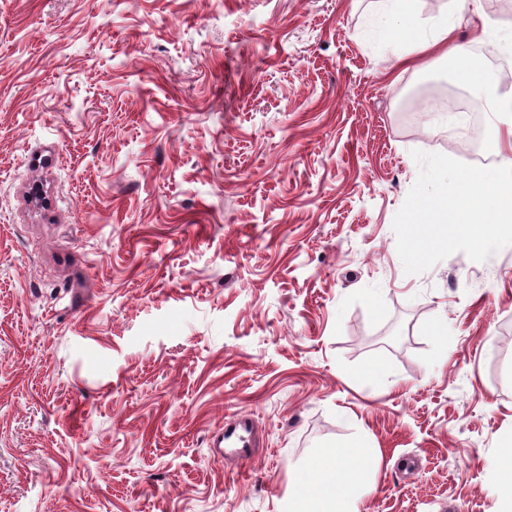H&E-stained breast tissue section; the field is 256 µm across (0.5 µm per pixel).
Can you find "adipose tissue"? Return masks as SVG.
I'll list each match as a JSON object with an SVG mask.
<instances>
[{
	"mask_svg": "<svg viewBox=\"0 0 512 512\" xmlns=\"http://www.w3.org/2000/svg\"><path fill=\"white\" fill-rule=\"evenodd\" d=\"M385 12L399 21L391 29L392 36L405 42L397 63L422 67L430 54L438 53L455 60L460 80L482 78L481 61L456 39L453 17L423 21L416 13V0H386ZM490 149L498 156V164L466 174L445 193L450 200V223L479 247L495 239L501 225L512 223V123L506 130H493ZM372 470L373 450L366 443L355 441L318 451L302 469L287 512H350V503L368 486Z\"/></svg>",
	"mask_w": 512,
	"mask_h": 512,
	"instance_id": "obj_1",
	"label": "adipose tissue"
}]
</instances>
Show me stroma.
Wrapping results in <instances>:
<instances>
[{
  "label": "stroma",
  "instance_id": "stroma-1",
  "mask_svg": "<svg viewBox=\"0 0 512 512\" xmlns=\"http://www.w3.org/2000/svg\"><path fill=\"white\" fill-rule=\"evenodd\" d=\"M460 42L505 51L492 0ZM382 0H0V512H283L311 454L377 452L359 512H502L512 240L450 61L390 70ZM253 458L212 456L226 409ZM492 112L510 117L505 131L507 148L500 146L502 132L492 131L490 149L500 158L491 168L466 174L457 185L444 191L447 218L458 224V232L476 246L482 247L495 239L499 226L512 223V89L497 92L488 89Z\"/></svg>",
  "mask_w": 512,
  "mask_h": 512
}]
</instances>
